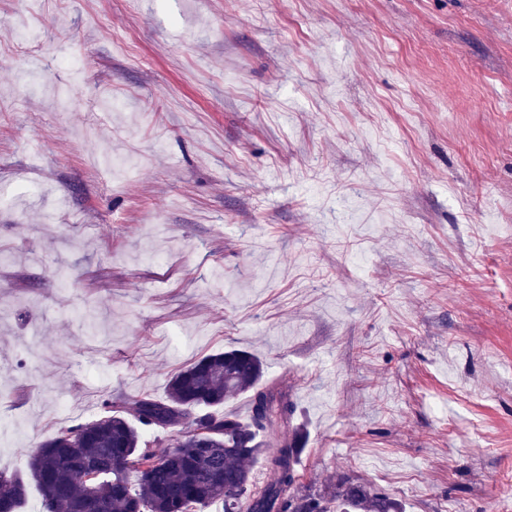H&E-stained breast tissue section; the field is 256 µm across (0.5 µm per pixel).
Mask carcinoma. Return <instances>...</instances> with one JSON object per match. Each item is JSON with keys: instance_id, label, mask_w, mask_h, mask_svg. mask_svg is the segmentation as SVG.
<instances>
[{"instance_id": "carcinoma-1", "label": "carcinoma", "mask_w": 512, "mask_h": 512, "mask_svg": "<svg viewBox=\"0 0 512 512\" xmlns=\"http://www.w3.org/2000/svg\"><path fill=\"white\" fill-rule=\"evenodd\" d=\"M265 377L264 360L228 348L176 371L163 400L106 403L102 417L40 441L25 473L0 474V512H18L33 486L44 512H405L403 501L345 473L323 489L302 484L306 432L288 392ZM241 395L248 418L211 412ZM174 427L172 449L143 444L142 430Z\"/></svg>"}]
</instances>
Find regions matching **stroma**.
<instances>
[{"mask_svg": "<svg viewBox=\"0 0 512 512\" xmlns=\"http://www.w3.org/2000/svg\"><path fill=\"white\" fill-rule=\"evenodd\" d=\"M0 190V472L235 347L303 484L512 504V0H0Z\"/></svg>", "mask_w": 512, "mask_h": 512, "instance_id": "1", "label": "stroma"}]
</instances>
